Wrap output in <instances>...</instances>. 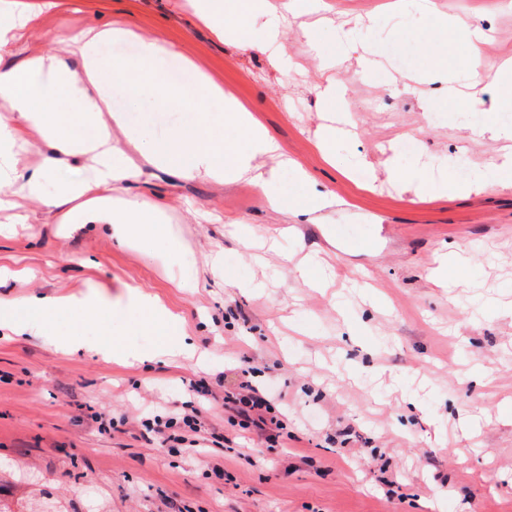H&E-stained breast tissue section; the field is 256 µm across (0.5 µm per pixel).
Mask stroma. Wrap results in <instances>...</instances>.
<instances>
[{
  "instance_id": "obj_1",
  "label": "stroma",
  "mask_w": 512,
  "mask_h": 512,
  "mask_svg": "<svg viewBox=\"0 0 512 512\" xmlns=\"http://www.w3.org/2000/svg\"><path fill=\"white\" fill-rule=\"evenodd\" d=\"M388 2L319 0L318 12L287 17V51L276 62L260 47L218 39L196 19L193 0H63L0 53L12 66L59 53L69 33L112 25L172 44L162 73L194 63L336 197L316 224L273 213L242 182L152 178L146 198L164 205L187 245L171 268L118 247L109 232H69L64 209L27 203L30 223L0 236L1 297L97 287L117 314L136 284L184 317L198 351L118 364L0 327L1 500L21 512H36L46 492L68 512H512V186H438L463 181L503 144L424 111L417 77L436 62L435 33L413 2L403 10ZM436 2L446 15L481 19L485 64L512 60V9L502 0ZM307 26L325 41L349 34L335 46L346 88L336 110L356 128L359 162L329 164L315 146L323 65L301 35ZM389 46L403 52V65L386 55ZM362 49L382 61L364 78ZM408 137L419 140L415 153L399 149ZM448 159L453 169L442 170ZM390 163L424 169L430 190L392 187L383 177ZM236 222L291 230L268 253L238 239ZM458 248L470 258L471 287L437 288L428 269ZM217 254L238 287H178L179 268ZM307 254L334 265L326 290L291 274ZM245 361L253 383L277 384L269 400L287 424L277 441L224 410ZM195 383L214 394L202 420L223 440L169 453L140 421L198 402ZM479 405L490 418L461 436L460 421Z\"/></svg>"
}]
</instances>
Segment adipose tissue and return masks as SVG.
<instances>
[{"label": "adipose tissue", "mask_w": 512, "mask_h": 512, "mask_svg": "<svg viewBox=\"0 0 512 512\" xmlns=\"http://www.w3.org/2000/svg\"><path fill=\"white\" fill-rule=\"evenodd\" d=\"M420 11L436 18L441 39L467 45V66L462 70L441 68L429 72L426 82L438 84L436 97L427 109L443 104L462 120L476 114L512 112V80L502 71L483 64L484 29L464 18L440 15L435 0H419ZM301 0H194V13L218 36L238 41L250 37L263 43L270 58L286 52L282 38V14H298ZM133 41L136 55L122 61L118 72L129 84L134 104L176 100L177 93L165 83L157 61L172 55L173 46L145 38L130 28L103 27L79 31L65 40L69 54L78 56L80 71L69 69L57 55L36 56L0 70V187L15 188L46 208L76 203L77 228L106 227L122 247L133 248L149 258L172 259L186 245L177 229L164 223L156 206L138 191L148 172L181 179L203 176L224 185L248 181L265 197L272 212L287 209L280 173L292 160L280 143L258 123L222 86L200 78L190 99L194 108L188 121L164 135L132 126L125 113L113 111L106 92L102 46ZM345 93L336 78H327L319 98L326 112L317 148L327 160H335L353 133L333 114ZM478 134L505 142L503 155L472 168L469 185L486 190L512 184V125L487 123ZM44 154L37 167L23 163L32 148ZM89 166L84 177L57 184L54 195L46 185L56 171L72 160ZM32 311L28 331L45 342L116 360L126 359L124 336L134 332L157 336L154 358L171 352H192V336L182 330L180 318L157 295L139 287L128 290L129 320L112 315V303L98 289L75 297L31 295L0 299V319L13 320L19 309ZM92 323L97 338L83 339L80 326Z\"/></svg>", "instance_id": "obj_1"}]
</instances>
